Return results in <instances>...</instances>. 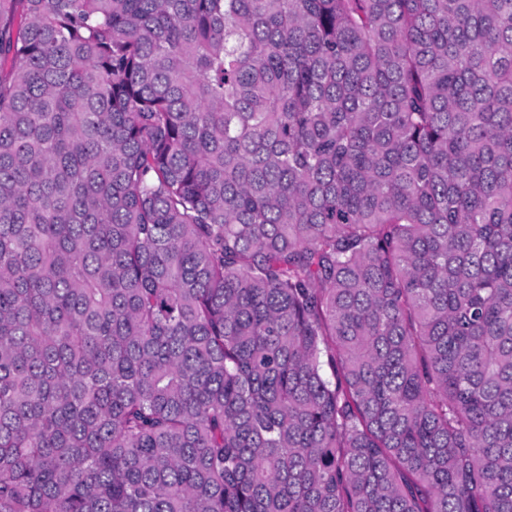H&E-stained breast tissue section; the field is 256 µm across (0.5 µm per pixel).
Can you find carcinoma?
Instances as JSON below:
<instances>
[{
	"label": "carcinoma",
	"mask_w": 512,
	"mask_h": 512,
	"mask_svg": "<svg viewBox=\"0 0 512 512\" xmlns=\"http://www.w3.org/2000/svg\"><path fill=\"white\" fill-rule=\"evenodd\" d=\"M0 512H512V0H0Z\"/></svg>",
	"instance_id": "1"
}]
</instances>
